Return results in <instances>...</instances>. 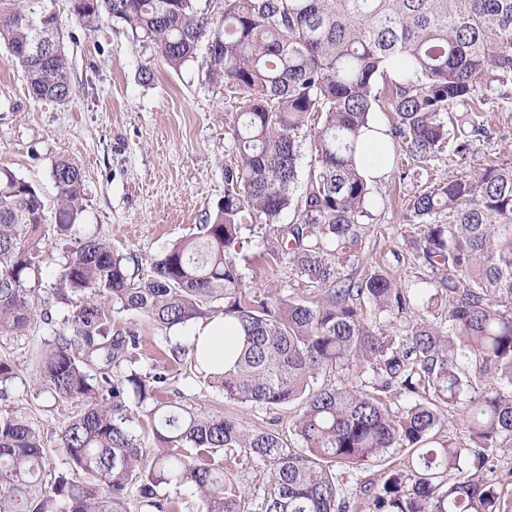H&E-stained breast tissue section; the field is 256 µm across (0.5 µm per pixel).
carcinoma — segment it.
I'll use <instances>...</instances> for the list:
<instances>
[{"label": "carcinoma", "instance_id": "cac0c4a2", "mask_svg": "<svg viewBox=\"0 0 512 512\" xmlns=\"http://www.w3.org/2000/svg\"><path fill=\"white\" fill-rule=\"evenodd\" d=\"M218 15L197 0H71L77 20L109 17L181 68L207 49L209 76L243 105L233 140L237 164L224 170V200L198 233L174 243L146 278L97 237L75 241L56 295L82 296L73 333L44 342L34 373L39 391L78 407L59 435L73 472L43 490L46 448L16 415L0 416V512H179L165 489L190 486L200 512H512V497L487 482L486 451L512 437V165L489 164L405 200L420 226L415 257L448 296V327L414 316L410 289L380 271L336 276L334 250L351 251L368 216L371 180L357 164L361 138L383 135L390 179L406 180L401 155L428 169L446 151L463 161L488 137L478 113L458 114L482 90L512 84V0H219ZM0 41L20 65L36 101L71 95L64 35L47 0H0ZM321 120L312 130L309 120ZM311 152L308 181L294 199ZM54 223L37 188L0 167V334L26 328L38 301L29 286L49 237L64 236L83 211V176L59 158ZM289 260L318 302L275 298L244 287L233 259L245 211L277 223L289 208ZM445 212L448 222L436 224ZM399 320L390 335L364 323L361 302ZM170 329L219 309L241 329L233 365L212 376L224 395L266 407L300 405L293 432L247 430L222 414L158 398L165 370H113L133 360L135 334L110 336L107 303ZM99 371L90 374L92 362ZM355 368L371 390L323 379ZM405 395L394 413L382 400ZM463 405L467 441L438 439L445 409ZM144 416L154 447L130 424ZM392 448L404 468L347 497L336 465L358 466ZM263 463V494L246 498L224 457ZM138 488L131 510L129 489Z\"/></svg>", "mask_w": 512, "mask_h": 512}]
</instances>
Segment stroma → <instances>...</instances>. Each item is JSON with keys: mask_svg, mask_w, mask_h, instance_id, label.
Listing matches in <instances>:
<instances>
[{"mask_svg": "<svg viewBox=\"0 0 512 512\" xmlns=\"http://www.w3.org/2000/svg\"><path fill=\"white\" fill-rule=\"evenodd\" d=\"M49 7L65 35L73 88L68 101L32 100L22 69L0 44V166L35 185L50 211L58 198L51 177L55 159L76 162L84 184L78 224L69 238L50 240L31 279L50 320L39 317L25 329L0 335V359L11 363L16 373L11 382L0 385V415L22 417L42 434L47 450L43 484L48 489L68 469L58 439L75 407L39 393L32 374L45 339L64 329V319L72 312L54 294L66 248L74 239L94 235L129 257L131 274L149 275L153 262L172 243L196 233L213 213L224 198V169L237 161L231 135L234 106L223 84L210 80L205 51L174 70L123 23L106 19L89 29L74 17L70 0H49ZM146 71L151 74L147 80L142 77ZM481 111L490 138L477 142L466 162L449 153L434 162L433 182L448 181L491 161L512 163V86L485 91ZM417 189L413 179L396 185L386 179L378 182L359 245L355 251L332 255L331 261L342 277L359 279L374 270L389 274L413 289L418 315L438 323L448 315V299L407 246L418 227L406 220L400 202ZM297 219L292 209L275 224L256 213L246 215L235 261L247 285L286 298L313 297V288L287 259L276 260L266 252L281 228ZM105 323L110 335L133 333L139 338L136 361L122 366V373L149 375L165 369L164 401L207 414L220 412L248 429H277L290 447H298L291 432L298 405L266 408L227 399L191 361L172 362L173 349L188 347L195 322L167 329L142 313L110 308ZM407 456V450L393 448L383 457L354 468L340 466L336 472L352 497L363 483H382L403 468Z\"/></svg>", "mask_w": 512, "mask_h": 512, "instance_id": "35a3bbf8", "label": "stroma"}]
</instances>
